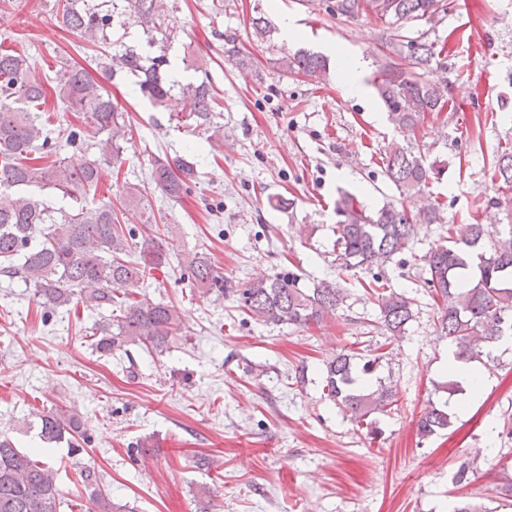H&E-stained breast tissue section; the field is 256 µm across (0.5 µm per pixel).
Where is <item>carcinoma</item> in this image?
<instances>
[{"label":"carcinoma","instance_id":"obj_1","mask_svg":"<svg viewBox=\"0 0 512 512\" xmlns=\"http://www.w3.org/2000/svg\"><path fill=\"white\" fill-rule=\"evenodd\" d=\"M121 1L147 32L163 27L164 0H112L110 13L96 4L78 7L74 0H58L62 3L59 15L67 29L94 45L104 38ZM338 2V15L371 14L386 25L383 36L397 61L384 65L373 85L394 128L410 133L421 115L443 111L448 104V83L420 79L421 72L439 63L441 51L432 42L406 38L404 32L415 21L440 22L448 13V0ZM282 63L290 73L317 79L326 75V64L318 55L298 51L283 57ZM163 65L164 56L148 59L127 46L101 63L98 77L83 67L62 71L55 94L67 108L82 113V125L68 124L58 133L72 146L83 145L89 136L97 138V156L78 165L64 158L46 164L44 155L53 153V143L40 112L46 102L43 84L29 78L27 54L0 48V275L21 279L54 308L75 300L93 302L98 308L120 302L121 315L105 317L92 328L91 346L103 356L128 345L161 352L181 327L175 306L133 298V288L165 264L161 233L139 238L136 228L121 223L109 201L92 207L82 204L57 217L34 189L57 190L75 199L79 192L97 185L102 166L120 158L125 135L124 113L103 81L126 72L137 78L141 93L155 107H164L171 85ZM182 97L184 124L209 122L215 100L208 83L186 84ZM385 162L387 177L406 199L442 173L409 144L391 143ZM492 172L494 180L512 190V147L496 155ZM193 176V166L179 156L157 157L152 164L156 187L170 198L180 196ZM119 193L134 208H151L136 184L124 183ZM336 209L341 217L336 225V267L348 272L388 262L410 248L417 225L442 220L437 208L414 215L393 204L369 214L356 207L349 194L338 201ZM424 263L426 282L442 304L440 332L455 345V358L466 362L490 354L512 332V234L502 238L484 224H462L448 242L431 248ZM186 267L200 293L232 294L251 318L266 324L305 328L335 316L345 298V289L335 281L301 288L294 275L260 279L242 287L219 276L202 252L187 256ZM370 295L388 338H400L413 316L411 299L378 279ZM376 363V358L365 361L346 349L323 361L327 399L359 422L390 411L397 402L392 388L373 379ZM452 418L448 404L429 400L416 422L418 434L423 438L437 435L452 425ZM38 419L42 439L59 442L65 438L75 445V433L81 427L77 414L58 409L40 413ZM80 476L90 488L87 512H136L130 502L115 500L101 490L93 473ZM60 507L56 472L0 431V512H60Z\"/></svg>","mask_w":512,"mask_h":512}]
</instances>
